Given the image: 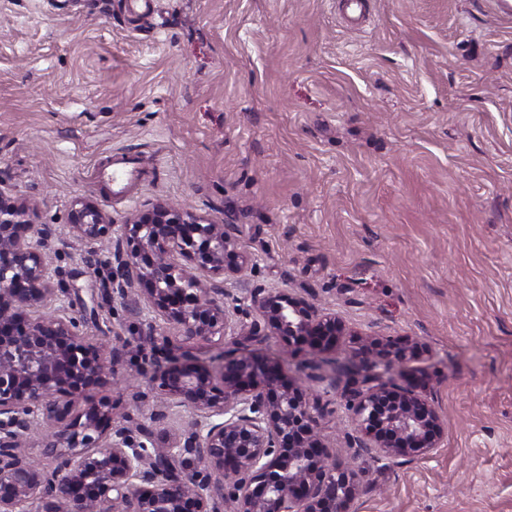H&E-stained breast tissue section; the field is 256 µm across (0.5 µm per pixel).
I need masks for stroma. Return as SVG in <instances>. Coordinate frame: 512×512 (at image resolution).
Wrapping results in <instances>:
<instances>
[{
	"mask_svg": "<svg viewBox=\"0 0 512 512\" xmlns=\"http://www.w3.org/2000/svg\"><path fill=\"white\" fill-rule=\"evenodd\" d=\"M0 0V169L35 200L87 336L144 314L104 286L108 251L71 237L85 199L123 223L168 198L258 259L225 282L287 288L374 336L444 427L430 456L364 473L354 512H512V17L490 0ZM131 156L114 197L96 172Z\"/></svg>",
	"mask_w": 512,
	"mask_h": 512,
	"instance_id": "obj_1",
	"label": "stroma"
}]
</instances>
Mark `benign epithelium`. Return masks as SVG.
I'll return each instance as SVG.
<instances>
[{"label": "benign epithelium", "instance_id": "benign-epithelium-1", "mask_svg": "<svg viewBox=\"0 0 512 512\" xmlns=\"http://www.w3.org/2000/svg\"><path fill=\"white\" fill-rule=\"evenodd\" d=\"M73 236L106 244L112 296L145 312L135 342L106 350L45 250L31 201L0 174V512H352L363 474L319 437L328 390L285 379L282 360L247 350L271 336L303 344L301 369L352 335L336 315L287 288L256 285L229 306L222 282L256 266L232 229L158 199L114 224L79 199ZM340 364L349 419L376 462L440 447L444 427L418 380L394 369L423 348L361 336ZM151 372L152 409L79 402L115 386L119 353ZM54 458L50 469L40 452Z\"/></svg>", "mask_w": 512, "mask_h": 512}]
</instances>
